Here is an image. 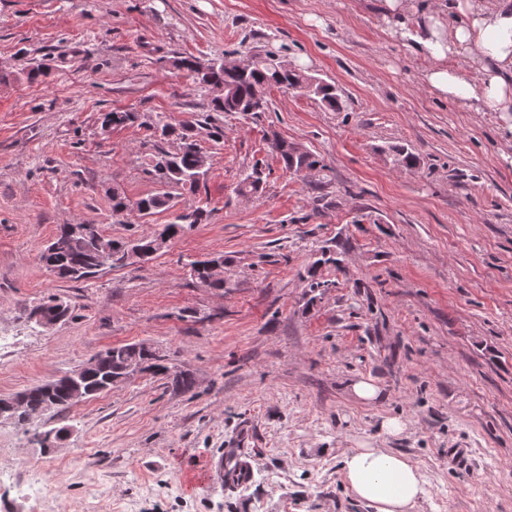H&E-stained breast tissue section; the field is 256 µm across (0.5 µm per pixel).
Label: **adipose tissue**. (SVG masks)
Wrapping results in <instances>:
<instances>
[{
	"mask_svg": "<svg viewBox=\"0 0 512 512\" xmlns=\"http://www.w3.org/2000/svg\"><path fill=\"white\" fill-rule=\"evenodd\" d=\"M388 35L431 60L427 84L474 112H512V0H385ZM352 494L375 512H413L426 497L419 468L370 442L343 455Z\"/></svg>",
	"mask_w": 512,
	"mask_h": 512,
	"instance_id": "ef3b65f1",
	"label": "adipose tissue"
}]
</instances>
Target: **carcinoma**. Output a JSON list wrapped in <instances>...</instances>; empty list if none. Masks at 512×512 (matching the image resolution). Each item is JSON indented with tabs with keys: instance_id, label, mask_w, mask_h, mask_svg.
<instances>
[{
	"instance_id": "cac0c4a2",
	"label": "carcinoma",
	"mask_w": 512,
	"mask_h": 512,
	"mask_svg": "<svg viewBox=\"0 0 512 512\" xmlns=\"http://www.w3.org/2000/svg\"><path fill=\"white\" fill-rule=\"evenodd\" d=\"M194 57L180 56L174 60V66L188 73L195 83L202 87H223L222 97L212 99L205 106V110L191 121L179 124L169 122L164 116H156V119L146 124L150 131V137L154 140L155 152L152 154L151 169L148 173L159 185L158 190L130 201L119 191H112V214L123 216L131 211L140 216H151L166 211L172 207L175 199L173 191L177 190L182 195H195L206 181L207 170L197 168L199 145L194 139V127L211 120V113H240L248 112L257 115L269 110L267 92L273 87L300 88L308 86L310 92L320 98L322 104L329 109L341 112L344 110V100L336 85L326 81L317 84L311 83V76L304 71L293 68L286 69L281 62L270 57H255L249 70L241 72L224 63H216L207 74H198L193 67ZM136 112H108L103 115L102 125H110L114 128L134 124L138 121ZM168 140L179 142V150L175 153L167 152L163 143ZM271 149L276 154L282 168L296 174H302L306 178H314L323 169L321 161L311 152L304 151L295 154L291 150V143L280 138L271 141ZM385 151L394 156L395 161L406 169H414L418 165L417 156L401 145H389ZM262 190V177L256 171L245 175L238 184V191L243 194L255 195ZM210 216L208 210L196 206L176 217V222L164 224L156 231V234L167 239H172L180 234L186 227L205 223ZM90 260L89 248L85 245H66L55 254L44 257L46 269L52 273L73 280L89 279L92 272L88 270ZM191 276L199 283L217 291L224 290V282L208 281L207 272L201 268V262L196 260L191 263ZM99 362L91 370V375L85 379V384L90 386L103 385L111 376H115L130 363L140 364L144 370L160 374H171V384L174 388L189 392L194 387V380L185 372H170V368L163 363V359L157 353H152L143 348L138 349L133 344L116 345L107 348L97 354ZM69 384L65 381L48 391L44 384L40 383L24 390L23 406L14 415L13 421L20 425H26L30 419L42 413L44 406L53 401L55 410L62 412L71 407L67 400Z\"/></svg>"
}]
</instances>
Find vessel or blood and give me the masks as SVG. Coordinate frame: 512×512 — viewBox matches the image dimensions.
Listing matches in <instances>:
<instances>
[{
    "mask_svg": "<svg viewBox=\"0 0 512 512\" xmlns=\"http://www.w3.org/2000/svg\"><path fill=\"white\" fill-rule=\"evenodd\" d=\"M254 478L251 459L244 453L243 442L226 446L220 456L208 457L201 471L188 474L184 479L186 489L220 485L227 489H239Z\"/></svg>",
    "mask_w": 512,
    "mask_h": 512,
    "instance_id": "vessel-or-blood-1",
    "label": "vessel or blood"
}]
</instances>
